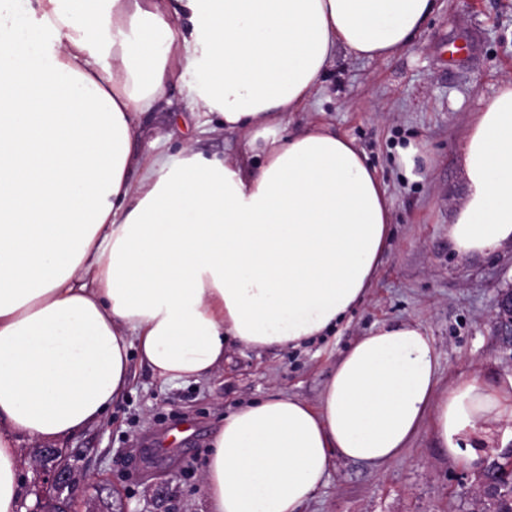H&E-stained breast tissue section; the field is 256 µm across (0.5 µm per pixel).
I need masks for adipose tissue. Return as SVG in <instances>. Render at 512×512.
I'll use <instances>...</instances> for the list:
<instances>
[{"label": "adipose tissue", "mask_w": 512, "mask_h": 512, "mask_svg": "<svg viewBox=\"0 0 512 512\" xmlns=\"http://www.w3.org/2000/svg\"><path fill=\"white\" fill-rule=\"evenodd\" d=\"M437 0H0V512L24 494L20 436L56 442L131 383L200 381L232 348L288 349L363 302L392 202L353 141L304 111L337 47L383 60ZM243 133L256 166L185 147L142 156L169 84ZM463 256L512 242V80L463 136ZM140 170L132 179V170ZM512 419V375L441 386L418 322L338 359L318 405L268 396L228 414L203 467L209 512H299L333 456L384 468L423 428L476 467Z\"/></svg>", "instance_id": "1"}]
</instances>
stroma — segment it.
Segmentation results:
<instances>
[{"label": "stroma", "instance_id": "stroma-1", "mask_svg": "<svg viewBox=\"0 0 512 512\" xmlns=\"http://www.w3.org/2000/svg\"><path fill=\"white\" fill-rule=\"evenodd\" d=\"M467 44L457 64L445 49ZM512 78V0H439L411 45L386 60L337 47L309 107L289 113L275 137L319 124L352 139L393 202L392 239L366 299L331 333L286 350H233L208 379L165 382L138 356L131 385L98 423L61 440L74 467L105 484L114 512H205L202 468L224 416L270 394L318 404L340 354L374 326L423 324L443 381L480 369L489 382L512 374V350L495 332L494 303L512 289V246L463 258L448 225L465 197L462 137L480 99ZM169 107L143 119L135 149L178 156L194 143L206 156L241 157L240 132L202 131L178 85ZM426 156L414 177L399 148ZM480 468L449 460L429 430L383 470L333 457L329 476L301 512H478Z\"/></svg>", "mask_w": 512, "mask_h": 512}]
</instances>
